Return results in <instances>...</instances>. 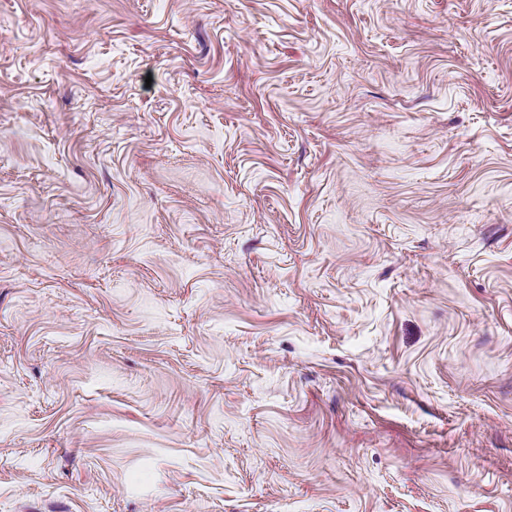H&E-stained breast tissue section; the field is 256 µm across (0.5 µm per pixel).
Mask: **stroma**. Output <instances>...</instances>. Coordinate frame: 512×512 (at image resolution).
Segmentation results:
<instances>
[{"label": "stroma", "mask_w": 512, "mask_h": 512, "mask_svg": "<svg viewBox=\"0 0 512 512\" xmlns=\"http://www.w3.org/2000/svg\"><path fill=\"white\" fill-rule=\"evenodd\" d=\"M0 512H512V0H0Z\"/></svg>", "instance_id": "stroma-1"}]
</instances>
